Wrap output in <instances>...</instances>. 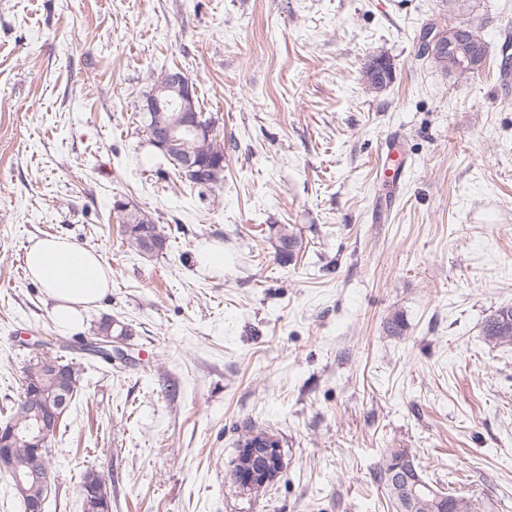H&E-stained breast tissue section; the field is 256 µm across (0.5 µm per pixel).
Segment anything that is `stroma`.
I'll return each instance as SVG.
<instances>
[{"mask_svg":"<svg viewBox=\"0 0 512 512\" xmlns=\"http://www.w3.org/2000/svg\"><path fill=\"white\" fill-rule=\"evenodd\" d=\"M445 7L0 0V419L29 342L57 333L31 241L68 237L110 269L74 336L105 317L129 330L126 361L64 354L81 382L48 443L45 512H83L91 470L112 512H391L373 479L391 448L512 512V346L482 335L512 305V0L458 13L489 46L463 82L417 58ZM381 55L393 80L375 93L362 71ZM168 68L216 120L221 187L184 183L147 140L140 106ZM119 200L163 253L124 240ZM210 246L223 269L200 265ZM246 424L284 461L256 495L230 476ZM120 213L121 232L138 253L152 256L164 249L167 237L148 213L139 208H130Z\"/></svg>","mask_w":512,"mask_h":512,"instance_id":"stroma-1","label":"stroma"}]
</instances>
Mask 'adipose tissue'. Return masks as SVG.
Here are the masks:
<instances>
[{"label": "adipose tissue", "mask_w": 512, "mask_h": 512, "mask_svg": "<svg viewBox=\"0 0 512 512\" xmlns=\"http://www.w3.org/2000/svg\"><path fill=\"white\" fill-rule=\"evenodd\" d=\"M25 263L30 277L51 300L52 320L64 333L76 327L84 312L103 300L112 286L100 256L63 236L32 241Z\"/></svg>", "instance_id": "ef3b65f1"}]
</instances>
